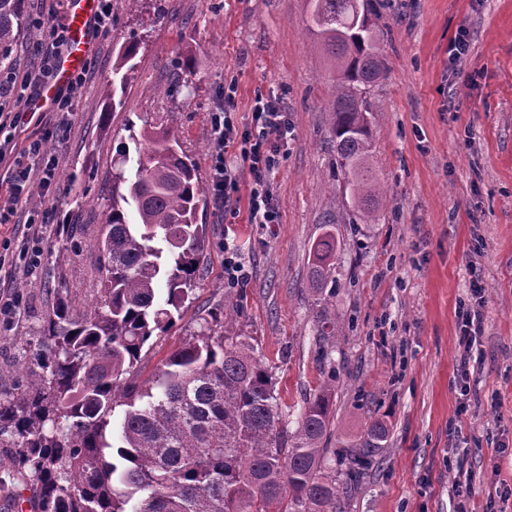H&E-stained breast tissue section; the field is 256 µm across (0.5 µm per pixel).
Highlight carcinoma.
I'll use <instances>...</instances> for the list:
<instances>
[{
	"mask_svg": "<svg viewBox=\"0 0 512 512\" xmlns=\"http://www.w3.org/2000/svg\"><path fill=\"white\" fill-rule=\"evenodd\" d=\"M308 27L336 62L325 106L336 177L357 210L345 224L375 220L386 190L372 163L367 87L388 71L380 41L387 0H307ZM26 25L24 0H0V63ZM138 45L119 53L106 96L132 78ZM130 139L112 162V205L96 244L100 295L86 308L59 296L43 326L51 341L24 362L20 397L0 400L4 468L36 494L40 512H345L361 469L381 447L384 428L366 430L336 478L328 447L335 385L302 402L288 430L263 355L233 326L239 306L224 295V319L137 381L144 346L182 318L196 287L193 264L206 251L204 201L195 163L176 120ZM312 283L330 276L336 238L314 248ZM319 341L336 345L340 326L323 317Z\"/></svg>",
	"mask_w": 512,
	"mask_h": 512,
	"instance_id": "obj_1",
	"label": "carcinoma"
}]
</instances>
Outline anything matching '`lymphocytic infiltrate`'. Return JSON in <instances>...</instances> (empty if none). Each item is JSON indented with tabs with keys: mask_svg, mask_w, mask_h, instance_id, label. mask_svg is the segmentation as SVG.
I'll list each match as a JSON object with an SVG mask.
<instances>
[{
	"mask_svg": "<svg viewBox=\"0 0 512 512\" xmlns=\"http://www.w3.org/2000/svg\"><path fill=\"white\" fill-rule=\"evenodd\" d=\"M34 26L41 32L37 61L23 75L0 72V133L29 121L24 108L55 77L60 50L68 42V26L58 16L37 18ZM234 86L224 89L211 112V183L209 192L218 214L232 213L240 197H247L249 221L253 224L280 223V204L274 194L273 177L279 164L280 149L287 143L291 127L282 99L275 94L257 97L247 126H240L234 112ZM238 150L246 164L251 182L240 184L238 167L228 164L229 150ZM29 162L19 167L9 187V199L17 204L28 199L32 191L48 192L56 178L58 161L44 141L30 142ZM483 329L481 310L462 307L459 314L457 348L460 372L469 375L474 348L480 343Z\"/></svg>",
	"mask_w": 512,
	"mask_h": 512,
	"instance_id": "lymphocytic-infiltrate-1",
	"label": "lymphocytic infiltrate"
}]
</instances>
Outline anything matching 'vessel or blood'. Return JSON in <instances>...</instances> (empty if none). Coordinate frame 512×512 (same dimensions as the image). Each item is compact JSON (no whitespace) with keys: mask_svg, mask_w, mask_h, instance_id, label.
Here are the masks:
<instances>
[{"mask_svg":"<svg viewBox=\"0 0 512 512\" xmlns=\"http://www.w3.org/2000/svg\"><path fill=\"white\" fill-rule=\"evenodd\" d=\"M98 10L99 0H68L69 48L59 57L54 81L32 105V112L40 113L50 108L59 86L83 67L93 46L92 25Z\"/></svg>","mask_w":512,"mask_h":512,"instance_id":"obj_1","label":"vessel or blood"}]
</instances>
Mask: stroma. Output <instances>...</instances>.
<instances>
[{
  "instance_id": "stroma-1",
  "label": "stroma",
  "mask_w": 512,
  "mask_h": 512,
  "mask_svg": "<svg viewBox=\"0 0 512 512\" xmlns=\"http://www.w3.org/2000/svg\"><path fill=\"white\" fill-rule=\"evenodd\" d=\"M381 49L389 71L369 90L376 170L390 192L374 223L344 224L353 209L334 175L325 104L333 70L305 25V0H112V27L85 63L86 83L64 134L49 139L58 159L47 196L11 205L0 168V259L15 266L0 294H16L0 320V399L11 395L30 347L45 345L54 288L93 301L97 253L111 204L112 160L129 126L177 118L202 186L211 182L209 114L235 81L236 112L248 122L256 96L278 93L293 136L281 151L274 191L278 224L246 214L198 213L208 231L195 298L169 334L143 349L139 379L201 332V314L224 309V245L250 271L235 289L237 327L253 337L291 406L326 382L336 385L331 445L359 448L377 421L387 441L352 488L346 512H455L453 483L469 479L476 512H512V0H389ZM471 43L459 64L450 46ZM138 44L134 77L119 103L103 89L126 45ZM193 60L192 71L182 66ZM46 204L45 251L31 274L18 270L27 213ZM333 233L331 275L313 288L314 245ZM485 286L484 331L469 395L457 376L456 333L470 284ZM343 328L321 357L316 326Z\"/></svg>"
}]
</instances>
